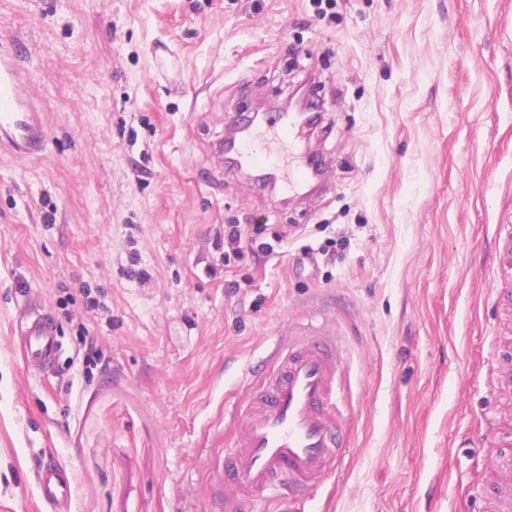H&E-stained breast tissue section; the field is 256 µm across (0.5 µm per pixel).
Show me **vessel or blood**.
<instances>
[{
  "instance_id": "obj_1",
  "label": "vessel or blood",
  "mask_w": 512,
  "mask_h": 512,
  "mask_svg": "<svg viewBox=\"0 0 512 512\" xmlns=\"http://www.w3.org/2000/svg\"><path fill=\"white\" fill-rule=\"evenodd\" d=\"M17 152L33 154L42 145L40 124L24 80L15 45L0 44V138ZM242 164L273 169L278 162L264 134L251 133L240 146ZM26 355L46 365L58 352L54 328L33 321L27 331ZM342 357L328 337L313 336L279 356L264 385L245 411L241 431L224 459V488L236 497L285 486L304 498L334 463L343 448V422L336 407ZM41 497L67 506L73 477L60 468L38 477Z\"/></svg>"
}]
</instances>
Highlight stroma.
Returning a JSON list of instances; mask_svg holds the SVG:
<instances>
[{
	"label": "stroma",
	"mask_w": 512,
	"mask_h": 512,
	"mask_svg": "<svg viewBox=\"0 0 512 512\" xmlns=\"http://www.w3.org/2000/svg\"><path fill=\"white\" fill-rule=\"evenodd\" d=\"M0 37L45 129L36 157L0 148V512H54L51 459L70 512H225L238 412L311 333L342 350L346 443L305 512H499L479 421L512 425V0H0ZM297 86L328 185L291 201L219 143ZM26 355L41 366L56 358L58 342L55 329L45 319L33 321L27 331ZM41 497L48 503L65 507L73 493V476L61 468H47L38 477Z\"/></svg>",
	"instance_id": "stroma-1"
}]
</instances>
